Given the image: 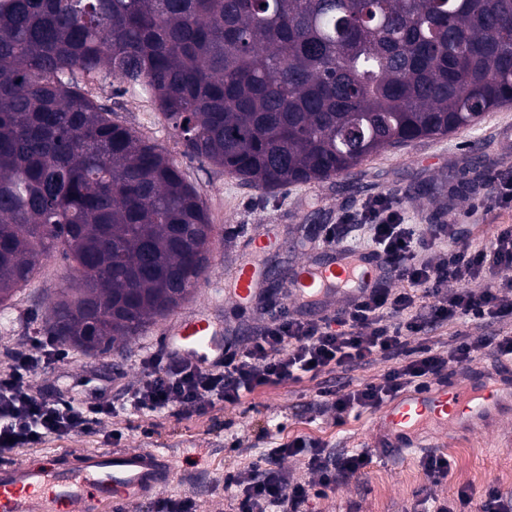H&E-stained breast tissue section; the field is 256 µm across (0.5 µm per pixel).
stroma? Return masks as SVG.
I'll list each match as a JSON object with an SVG mask.
<instances>
[{"label":"stroma","mask_w":512,"mask_h":512,"mask_svg":"<svg viewBox=\"0 0 512 512\" xmlns=\"http://www.w3.org/2000/svg\"><path fill=\"white\" fill-rule=\"evenodd\" d=\"M85 92L112 111V118L157 145L200 191L216 226L210 260L191 305L216 309L225 330L262 325L256 306H242L228 294V274L239 263L257 262L266 278L264 295L283 294L288 275L300 260L317 257L320 232L347 212L381 193L391 194L409 223L459 224L472 248L487 244L503 224L512 225V206L476 213V199L492 196L494 180L512 179V105L486 113L474 127L439 139H423L389 148L365 160L359 182L332 179L290 185L271 193L246 186L207 161L191 158L154 102L142 92L123 89L117 81L84 80ZM274 232L276 243L253 253L251 241ZM69 264L60 254L45 258L34 280L0 306V364L45 327L47 308L65 288ZM169 317L155 319L139 335L120 341L111 353L93 354L62 346V359L38 373L34 387L77 394L112 379V398L141 375L143 352L164 348L162 331ZM335 374L302 376L247 395L236 406L215 403L192 415L121 413L95 431L19 448L15 461L65 457L96 448H157L176 464L167 493L193 498L197 512H233L224 475L243 470L268 449L297 436L323 443L331 451L361 452L370 441L375 411L351 413L337 422L333 412H318L319 387H336ZM451 462L448 479L427 480L421 453L410 456L375 453L364 475L336 487L318 500L316 512H416L421 501L456 500L459 489L488 486L512 490V420L477 433L463 443L441 449Z\"/></svg>","instance_id":"1"}]
</instances>
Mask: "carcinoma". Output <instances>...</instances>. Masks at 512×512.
<instances>
[{
    "instance_id": "1",
    "label": "carcinoma",
    "mask_w": 512,
    "mask_h": 512,
    "mask_svg": "<svg viewBox=\"0 0 512 512\" xmlns=\"http://www.w3.org/2000/svg\"><path fill=\"white\" fill-rule=\"evenodd\" d=\"M152 97L184 154L270 192L512 103V0H0V304L59 251L46 333L106 354L188 300L215 225L74 80Z\"/></svg>"
}]
</instances>
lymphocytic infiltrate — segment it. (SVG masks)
Here are the masks:
<instances>
[{"instance_id": "1", "label": "lymphocytic infiltrate", "mask_w": 512, "mask_h": 512, "mask_svg": "<svg viewBox=\"0 0 512 512\" xmlns=\"http://www.w3.org/2000/svg\"><path fill=\"white\" fill-rule=\"evenodd\" d=\"M355 225L368 235V249L384 265L374 287L346 302L335 315L307 318L303 314L270 316L247 346L224 347L223 363L205 366L190 359L157 352L141 359L142 377L113 401L108 383L80 397L63 399L34 391L30 379L56 355L45 343L42 355L13 351L0 366V454L31 447L75 431L88 432L118 410L166 413L204 411L221 401L234 406L245 394L303 375L346 372L384 360L388 368L379 381L324 391L327 407L337 416L375 409L404 391L441 380L449 362L469 364L485 355L512 360V330L492 336L457 332L449 352L435 350L424 337L437 327L478 324L512 318V226L500 227L488 244L470 250L455 225L407 223L388 195L379 194L361 210L326 226L324 245L342 242L344 226ZM445 251L432 260L437 246ZM419 345H412V338ZM305 458L315 479L291 480L285 459ZM360 454L332 455L322 443L301 436L268 449L245 470L228 474L224 487L238 512H310L316 499L361 473ZM512 512V491L487 488L483 494L460 490L456 503L437 501L433 512Z\"/></svg>"}]
</instances>
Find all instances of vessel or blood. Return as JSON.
<instances>
[{
  "instance_id": "obj_1",
  "label": "vessel or blood",
  "mask_w": 512,
  "mask_h": 512,
  "mask_svg": "<svg viewBox=\"0 0 512 512\" xmlns=\"http://www.w3.org/2000/svg\"><path fill=\"white\" fill-rule=\"evenodd\" d=\"M379 256L328 247L324 258L296 267L290 288L302 303H328L372 287ZM232 294L252 302L260 294L258 267H235ZM173 354L216 362L224 357V328L210 310L183 312L165 331ZM512 401V363L474 376H449L425 390H408L380 410L372 425L374 445L392 454L433 447L435 439L459 440L492 426ZM172 460L155 448H99L64 461L0 463V512H133L174 480Z\"/></svg>"
}]
</instances>
